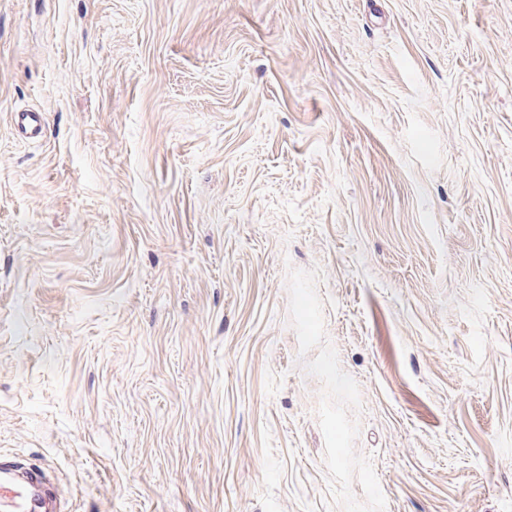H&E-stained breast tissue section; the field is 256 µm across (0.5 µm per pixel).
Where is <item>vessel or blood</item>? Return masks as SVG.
<instances>
[{
	"instance_id": "obj_1",
	"label": "vessel or blood",
	"mask_w": 512,
	"mask_h": 512,
	"mask_svg": "<svg viewBox=\"0 0 512 512\" xmlns=\"http://www.w3.org/2000/svg\"><path fill=\"white\" fill-rule=\"evenodd\" d=\"M13 122L28 141L42 140L47 133L44 115L37 110L14 112ZM0 512H61L60 500L42 468L29 465L20 472L0 462Z\"/></svg>"
}]
</instances>
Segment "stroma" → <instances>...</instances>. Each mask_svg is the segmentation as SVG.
<instances>
[{
    "mask_svg": "<svg viewBox=\"0 0 512 512\" xmlns=\"http://www.w3.org/2000/svg\"><path fill=\"white\" fill-rule=\"evenodd\" d=\"M1 455L65 512H512V0H0ZM13 122L20 136L27 141H40L47 133L44 115L37 110L14 112Z\"/></svg>",
    "mask_w": 512,
    "mask_h": 512,
    "instance_id": "obj_1",
    "label": "stroma"
}]
</instances>
